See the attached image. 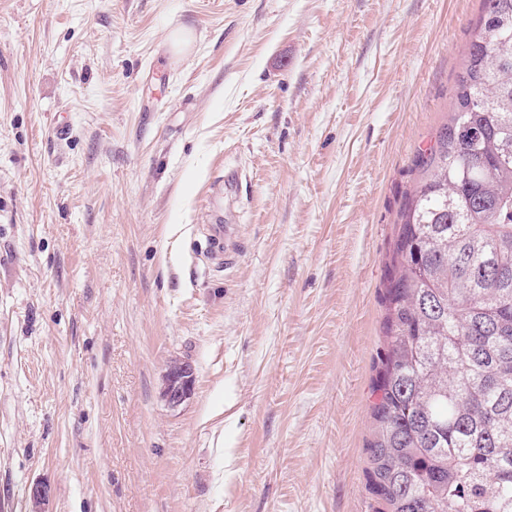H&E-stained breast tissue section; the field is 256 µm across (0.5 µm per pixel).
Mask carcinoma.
<instances>
[{
    "label": "carcinoma",
    "mask_w": 512,
    "mask_h": 512,
    "mask_svg": "<svg viewBox=\"0 0 512 512\" xmlns=\"http://www.w3.org/2000/svg\"><path fill=\"white\" fill-rule=\"evenodd\" d=\"M387 278L368 479L385 512H512V0H483Z\"/></svg>",
    "instance_id": "1"
}]
</instances>
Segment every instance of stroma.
Returning a JSON list of instances; mask_svg holds the SVG:
<instances>
[{"mask_svg": "<svg viewBox=\"0 0 512 512\" xmlns=\"http://www.w3.org/2000/svg\"><path fill=\"white\" fill-rule=\"evenodd\" d=\"M482 8L0 0V512H380L387 266ZM195 384L193 364L188 359H177L166 378L164 397L171 407H178L188 399Z\"/></svg>", "mask_w": 512, "mask_h": 512, "instance_id": "1", "label": "stroma"}]
</instances>
